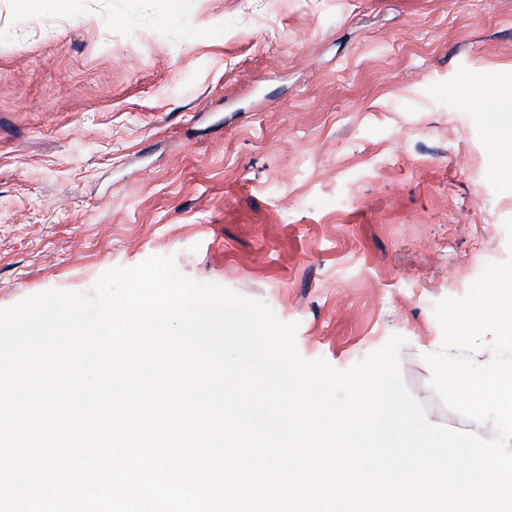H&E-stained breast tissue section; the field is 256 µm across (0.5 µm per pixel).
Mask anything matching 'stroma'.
Wrapping results in <instances>:
<instances>
[{
    "label": "stroma",
    "instance_id": "stroma-1",
    "mask_svg": "<svg viewBox=\"0 0 512 512\" xmlns=\"http://www.w3.org/2000/svg\"><path fill=\"white\" fill-rule=\"evenodd\" d=\"M508 85L512 0H0V308L171 256L306 360L402 336L427 421L492 438L423 357L512 258ZM506 98L512 100L511 86L503 88L498 96L483 100L481 109L492 134L495 149L508 162L505 173L510 177L512 173V116L501 110V101Z\"/></svg>",
    "mask_w": 512,
    "mask_h": 512
}]
</instances>
